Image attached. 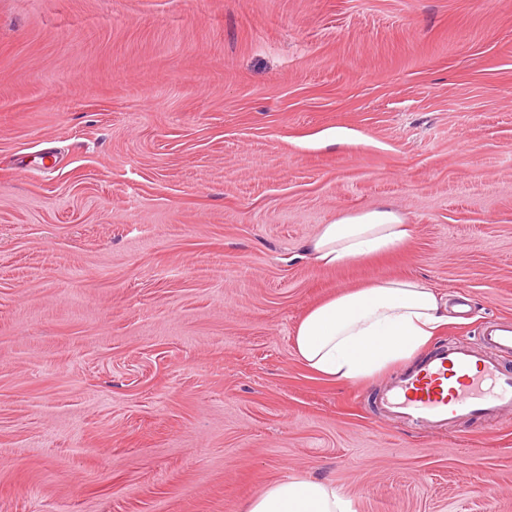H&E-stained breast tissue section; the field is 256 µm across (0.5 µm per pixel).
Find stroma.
Wrapping results in <instances>:
<instances>
[{"mask_svg":"<svg viewBox=\"0 0 512 512\" xmlns=\"http://www.w3.org/2000/svg\"><path fill=\"white\" fill-rule=\"evenodd\" d=\"M402 248L325 270L368 209ZM423 279L512 321V0H0V512H512V413L440 431L294 331ZM412 232L411 224H405L396 212L368 209L320 225L306 247V256L317 266L333 269L394 251L411 239ZM244 512H348V503L329 483L293 476L252 498Z\"/></svg>","mask_w":512,"mask_h":512,"instance_id":"1","label":"stroma"}]
</instances>
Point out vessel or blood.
<instances>
[{
    "instance_id": "b4317fda",
    "label": "vessel or blood",
    "mask_w": 512,
    "mask_h": 512,
    "mask_svg": "<svg viewBox=\"0 0 512 512\" xmlns=\"http://www.w3.org/2000/svg\"><path fill=\"white\" fill-rule=\"evenodd\" d=\"M512 324L486 322L477 343L451 341L397 374L379 397L384 415L437 430L512 412Z\"/></svg>"
}]
</instances>
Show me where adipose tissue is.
<instances>
[{"instance_id": "obj_1", "label": "adipose tissue", "mask_w": 512, "mask_h": 512, "mask_svg": "<svg viewBox=\"0 0 512 512\" xmlns=\"http://www.w3.org/2000/svg\"><path fill=\"white\" fill-rule=\"evenodd\" d=\"M412 232L396 212L368 209L321 225L306 256L333 269L396 250ZM447 322L440 298L423 280L380 279L312 308L296 329L295 350L319 377L355 383L412 359ZM245 512H348V503L329 483L293 476L252 498Z\"/></svg>"}]
</instances>
